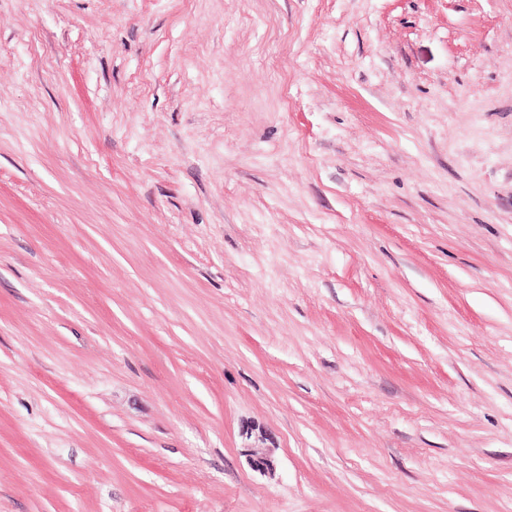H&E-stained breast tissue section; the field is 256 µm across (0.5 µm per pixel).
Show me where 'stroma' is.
Returning a JSON list of instances; mask_svg holds the SVG:
<instances>
[{"mask_svg":"<svg viewBox=\"0 0 512 512\" xmlns=\"http://www.w3.org/2000/svg\"><path fill=\"white\" fill-rule=\"evenodd\" d=\"M0 512H512V0H0Z\"/></svg>","mask_w":512,"mask_h":512,"instance_id":"1","label":"stroma"}]
</instances>
